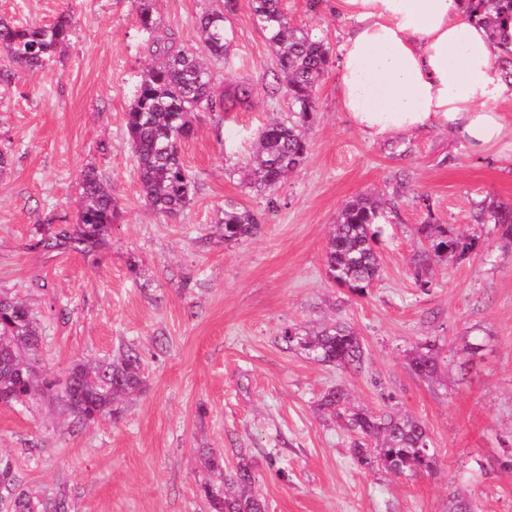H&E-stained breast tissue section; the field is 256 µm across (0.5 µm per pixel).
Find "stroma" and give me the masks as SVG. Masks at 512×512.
Instances as JSON below:
<instances>
[{"label":"stroma","mask_w":512,"mask_h":512,"mask_svg":"<svg viewBox=\"0 0 512 512\" xmlns=\"http://www.w3.org/2000/svg\"><path fill=\"white\" fill-rule=\"evenodd\" d=\"M152 4L188 47L202 14L223 8L230 61L211 63L213 82L254 88L248 104L194 114L181 145L194 198L172 216L145 206L125 129L147 58L134 0H0V18L18 26L64 12L74 22L65 51L43 68L0 48L10 74L0 82V148L12 157L0 176V293L32 310L43 376L130 346L143 380L119 417L88 424L39 393L0 406V457L23 488L63 495L67 512H211L200 462L209 448L228 469L248 450L267 512H448L453 492L476 512H512V240L473 220L480 200L512 204V140L474 155L437 128L363 137L339 107L331 67L316 90L307 158L268 207L272 196L247 187L245 166L263 128L288 121L290 107L266 92L276 58L250 0ZM281 6L333 51L349 28L333 0ZM90 165L118 206L107 247L48 248L75 232ZM368 193L396 209L378 227L381 275L360 295L329 278L325 254L339 211ZM228 199L258 217L252 236L225 240ZM424 224L476 231L482 245L466 260L431 262L417 280ZM334 321L359 336L360 369L313 361L282 340L286 329ZM474 335L485 348L467 362L460 349ZM427 342L441 358L432 381L409 367ZM336 386L369 412L423 422L436 469L403 476L360 463L354 435L319 407Z\"/></svg>","instance_id":"stroma-1"}]
</instances>
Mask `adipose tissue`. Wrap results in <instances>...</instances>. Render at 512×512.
Segmentation results:
<instances>
[{
  "instance_id": "adipose-tissue-1",
  "label": "adipose tissue",
  "mask_w": 512,
  "mask_h": 512,
  "mask_svg": "<svg viewBox=\"0 0 512 512\" xmlns=\"http://www.w3.org/2000/svg\"><path fill=\"white\" fill-rule=\"evenodd\" d=\"M350 27L339 46L338 100L368 138L439 128L483 154L512 138L498 108L512 79L495 68L512 27L493 33L467 0H335Z\"/></svg>"
}]
</instances>
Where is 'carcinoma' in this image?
<instances>
[{
  "mask_svg": "<svg viewBox=\"0 0 512 512\" xmlns=\"http://www.w3.org/2000/svg\"><path fill=\"white\" fill-rule=\"evenodd\" d=\"M471 15L496 32L512 23V0H469ZM253 19L266 33L277 60L280 76L269 92L284 93L293 119L272 121L263 129L250 164L253 184L273 192L282 180L306 159V130L314 120L315 93L327 71L330 51L326 44L288 21L279 0H251ZM136 23L147 35L148 65L143 69L125 126L137 163V177L145 204L162 216L174 215L189 206L194 182L181 157V143L193 133L192 113L224 112L229 105L244 104L252 97L247 83L217 90L205 58L227 60L229 37L224 11L214 9L199 19L201 48L184 47L159 29L152 0H138ZM72 16L64 13L44 26L17 27L0 21V46L12 60L28 69H39L69 40ZM79 226L76 235L54 237L51 246L84 253L98 250L117 217L112 192L96 168L80 177ZM393 212L389 203L371 196L348 202L336 218L330 234L326 264L329 275L355 291H364L380 275L373 243L376 225ZM478 224H496L512 236V205L479 202L474 217ZM224 239L253 233L258 220L251 210L234 201L224 203ZM419 233L430 241V253L416 266L422 273L431 260L460 261L472 254L474 233H448L446 224H423ZM283 341L303 350L310 359L340 368H361L364 349L352 328L333 323L316 329L284 332ZM40 340L31 310L18 298L0 294V405L11 407L31 396L36 383L35 365L40 360ZM436 346L427 343L409 361L411 371L432 380L438 373ZM142 385L138 354L128 349L109 360L76 364L61 377L45 383L46 391L72 415L92 421L109 413L119 416L124 398ZM320 407L341 419L357 436L355 452L394 474H419L436 468L437 458L426 427L411 416L374 414L351 406L339 387L327 390ZM204 467L216 481L202 489L213 512H267L255 491L256 474L248 450L240 449L234 469L225 472L224 454L210 449L201 453ZM60 503L39 499L16 484L11 467L0 461V512H58Z\"/></svg>",
  "mask_w": 512,
  "mask_h": 512,
  "instance_id": "1",
  "label": "carcinoma"
}]
</instances>
